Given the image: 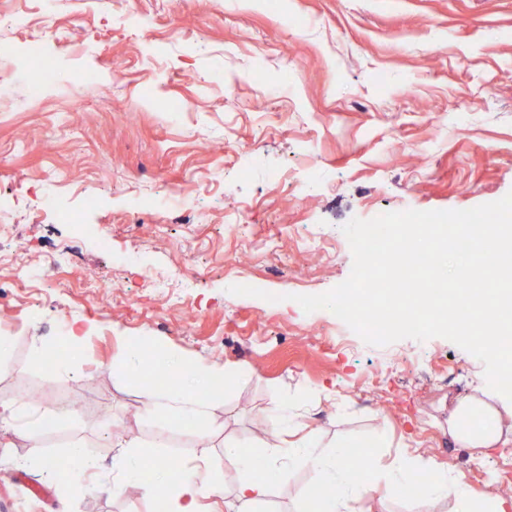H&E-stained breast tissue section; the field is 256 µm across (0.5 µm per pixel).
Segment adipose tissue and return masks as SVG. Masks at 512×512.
<instances>
[{
    "label": "adipose tissue",
    "mask_w": 512,
    "mask_h": 512,
    "mask_svg": "<svg viewBox=\"0 0 512 512\" xmlns=\"http://www.w3.org/2000/svg\"><path fill=\"white\" fill-rule=\"evenodd\" d=\"M153 365L163 366L170 382L164 390L149 391L142 407L144 417L170 426H178L188 420H207L209 403L206 396L190 392L186 382L191 378H212L214 368L146 339L130 346L123 357L113 363L112 369L119 374L141 379ZM476 410L483 414V423L478 427L470 422V416ZM269 416L274 428L266 445L264 462H257L255 453L249 449L234 444L224 448L225 456L234 462L238 473L233 497L224 503L225 512H256L257 505L267 501L273 483L282 476L284 460L295 455L303 456L315 473L316 486L326 491L318 512H363V502L381 494L390 498L408 496L420 512H429L434 501L448 498L457 502L458 512H475L480 504L489 510L495 506L491 495L472 490L464 482L449 481L447 472L441 470L435 471L431 483L424 486L407 484L401 478L393 479L383 487L368 481H355L348 463V450L325 454L309 445H283L280 426L287 417V410L276 404L271 407ZM502 431L498 412L490 405L468 397L460 399L448 414V432L455 443L463 448L494 447ZM146 466L153 468L154 479L142 484L143 493L150 498L164 497L169 512H203L200 504L202 490L216 495L223 491L221 484L214 480L209 462L204 457L193 468L181 470L179 477L174 479L170 476L169 467L158 464L156 457L134 451L120 455L112 464V472L122 482L141 483V471Z\"/></svg>",
    "instance_id": "ef3b65f1"
}]
</instances>
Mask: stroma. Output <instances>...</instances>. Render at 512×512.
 <instances>
[{"mask_svg": "<svg viewBox=\"0 0 512 512\" xmlns=\"http://www.w3.org/2000/svg\"><path fill=\"white\" fill-rule=\"evenodd\" d=\"M1 43L0 397L36 384L83 411L38 428V451L0 430V512H158L110 484L131 432L182 466L207 454L223 512L224 446L264 455L276 400L319 449L370 446L377 484L413 448L411 482L439 465L512 512V417L484 453L448 435L456 399L490 393L480 360L442 337L369 345L293 300L349 277L351 219L512 191V0H0ZM242 279L275 301L230 294ZM77 320L78 356L35 363ZM147 337L238 371L207 426L129 417L148 387L112 363ZM74 442L98 478L35 464ZM312 487L295 461L258 512H303Z\"/></svg>", "mask_w": 512, "mask_h": 512, "instance_id": "stroma-1", "label": "stroma"}]
</instances>
